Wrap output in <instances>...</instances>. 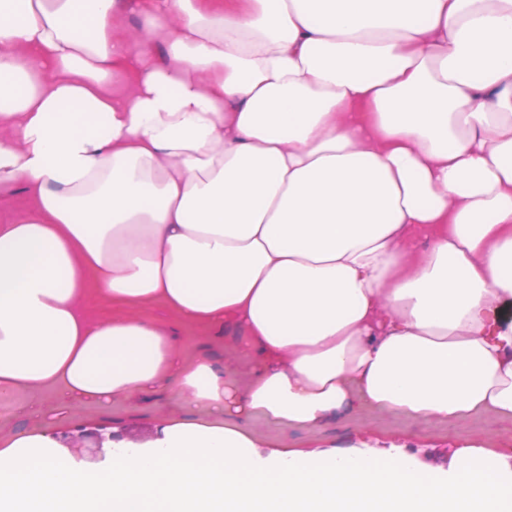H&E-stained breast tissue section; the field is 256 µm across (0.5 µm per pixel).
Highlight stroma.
Segmentation results:
<instances>
[{
    "instance_id": "35a3bbf8",
    "label": "stroma",
    "mask_w": 512,
    "mask_h": 512,
    "mask_svg": "<svg viewBox=\"0 0 512 512\" xmlns=\"http://www.w3.org/2000/svg\"><path fill=\"white\" fill-rule=\"evenodd\" d=\"M85 309L94 321L132 314L161 322L174 332L183 363L190 364L204 356L217 369L235 371L238 379L247 375L246 341L243 332L234 326L215 329L183 322L158 300L146 304L115 302L102 297L91 283L86 286ZM54 404L55 396L49 391L0 395V438L47 428L64 450L93 467L97 461L89 449L94 434L116 433L128 445L146 446L156 438L163 420L192 419L197 415L169 390L134 394L106 404L81 405L61 419L53 415ZM246 426L270 451L302 450L323 457L358 451L365 441L383 447L395 443L420 465L445 468L452 463L458 443L467 440L512 464V418L491 411L466 418L413 419L362 404L312 428L280 427L261 419L247 421Z\"/></svg>"
}]
</instances>
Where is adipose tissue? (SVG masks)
Here are the masks:
<instances>
[{
  "label": "adipose tissue",
  "mask_w": 512,
  "mask_h": 512,
  "mask_svg": "<svg viewBox=\"0 0 512 512\" xmlns=\"http://www.w3.org/2000/svg\"><path fill=\"white\" fill-rule=\"evenodd\" d=\"M141 29L122 31L125 11ZM133 81L112 95L108 81ZM0 392L170 387L204 418L86 466L0 442V512H512V467L262 454L238 420L512 418V0H0ZM430 236L421 254L414 234ZM108 297L233 321L246 383ZM1 192L0 203V224L7 221L12 216H21L26 214L30 200L22 186H16L10 189L4 199Z\"/></svg>",
  "instance_id": "adipose-tissue-1"
}]
</instances>
